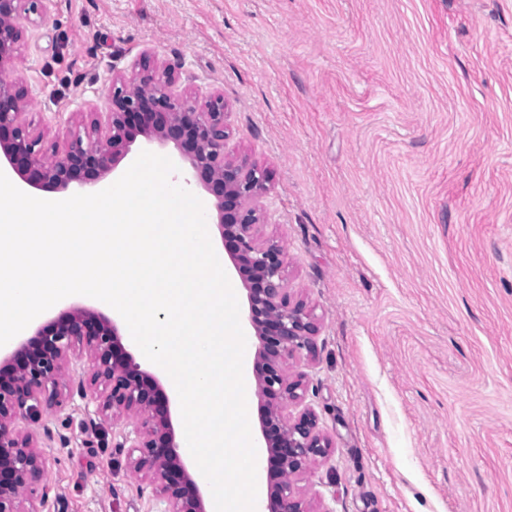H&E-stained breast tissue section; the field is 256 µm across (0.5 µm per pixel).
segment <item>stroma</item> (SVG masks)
Instances as JSON below:
<instances>
[{
    "instance_id": "obj_1",
    "label": "stroma",
    "mask_w": 512,
    "mask_h": 512,
    "mask_svg": "<svg viewBox=\"0 0 512 512\" xmlns=\"http://www.w3.org/2000/svg\"><path fill=\"white\" fill-rule=\"evenodd\" d=\"M147 48L269 174L259 236L320 320L288 362L332 442L315 512H512V0H55L20 46L42 147ZM85 407L27 426L56 512H153Z\"/></svg>"
}]
</instances>
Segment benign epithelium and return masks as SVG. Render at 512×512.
I'll return each instance as SVG.
<instances>
[{
    "label": "benign epithelium",
    "mask_w": 512,
    "mask_h": 512,
    "mask_svg": "<svg viewBox=\"0 0 512 512\" xmlns=\"http://www.w3.org/2000/svg\"><path fill=\"white\" fill-rule=\"evenodd\" d=\"M52 0H0V72L17 68L19 48L34 17L44 18ZM182 65L141 51L131 72L112 73L105 131L95 140L76 135L64 151L48 155L26 120L22 79L0 82V160L35 189L88 190L129 155L137 137L173 145L189 164V177L214 199L224 248L247 290V320L258 340L253 374L259 426L267 448L268 494L263 512H314L297 486L332 443L309 408L293 416L308 383L287 373V361L316 354L319 321L290 294L286 251L277 240L259 242L257 206L269 191L265 170L227 157L228 112L224 96L199 99L180 89ZM86 352L93 372L78 379L77 393L96 400L102 417L135 419L119 448L137 453L136 472L154 487L161 512H208L203 492L179 451L170 399L160 381L135 361L118 327L101 313L73 307L41 325L33 336L0 355V512H51L49 458L26 429L61 410L69 395L72 355Z\"/></svg>",
    "instance_id": "benign-epithelium-1"
}]
</instances>
